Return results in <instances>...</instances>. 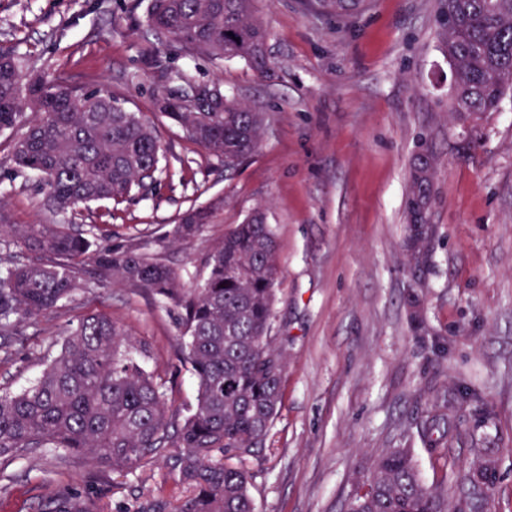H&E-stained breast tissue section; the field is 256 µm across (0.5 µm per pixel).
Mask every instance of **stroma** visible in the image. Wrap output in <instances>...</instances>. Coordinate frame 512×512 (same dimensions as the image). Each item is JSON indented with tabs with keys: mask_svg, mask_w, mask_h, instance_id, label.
I'll use <instances>...</instances> for the list:
<instances>
[{
	"mask_svg": "<svg viewBox=\"0 0 512 512\" xmlns=\"http://www.w3.org/2000/svg\"><path fill=\"white\" fill-rule=\"evenodd\" d=\"M133 0H0V48L78 83L105 85L151 119L169 168L147 197L102 221L81 222L112 243L135 242L194 287L225 233L259 204L278 243L280 280L270 335L286 357L282 404L263 447L247 457L256 512H342L356 478L387 448L411 446L426 480L441 457L463 462L491 449L498 476L488 512H512V91L499 109L460 120L440 27L441 0H363L358 12H313L309 0H254L269 30L268 68L183 56L134 20ZM192 81L223 84L263 110L258 148L233 177L215 156L183 140L155 114V64ZM0 136V200L15 224H61L11 169ZM433 154L430 259L405 247L413 162ZM221 199L192 241L165 233L190 206ZM423 297L422 322L405 298ZM99 313L151 348L150 367L174 411L195 404L196 379L179 352L171 306L126 286L83 277L65 311L31 321L0 360V389L35 381L50 343ZM476 388L497 411H449L456 388ZM453 414L449 441L431 452L419 435L427 412ZM87 496L96 512H144L150 499L183 496L163 462L115 473L73 457L32 466L16 457L0 473V512H30L59 491Z\"/></svg>",
	"mask_w": 512,
	"mask_h": 512,
	"instance_id": "35a3bbf8",
	"label": "stroma"
}]
</instances>
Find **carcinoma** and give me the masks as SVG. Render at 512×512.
Returning <instances> with one entry per match:
<instances>
[{
	"mask_svg": "<svg viewBox=\"0 0 512 512\" xmlns=\"http://www.w3.org/2000/svg\"><path fill=\"white\" fill-rule=\"evenodd\" d=\"M362 0H316L338 16ZM144 25L157 39L174 41L183 55L267 65L269 32L253 0H137ZM445 51L453 68L450 108L463 118L498 107L512 87V0H443ZM172 68L157 64L155 111L183 138L224 162L234 173L259 146L265 113L215 83L173 87ZM22 126L12 141L15 171L39 179L53 213L145 196L165 159L155 126L128 110L104 85L87 87L58 75L24 69L0 49V134ZM433 160L414 165L408 192L407 242L411 257L426 262ZM217 200L191 206L167 236L186 241L210 223ZM34 256L24 260V255ZM101 284L126 285L178 310L180 351L197 381L194 409L174 425L166 392L136 357L146 344L102 315L82 317L57 354L43 357L36 381L19 393L0 394V463L33 461L50 448L63 461L81 456L128 472L165 457L186 494L173 512H255L249 474L239 465L262 446L281 403L286 360L272 348L270 326L280 265L266 209L257 206L224 235L196 287L136 243L114 246L70 224H12L0 208V354L26 335L34 318L63 311L84 275ZM473 404L482 422L493 406L476 391H459L448 413ZM174 449L171 455L166 449ZM441 480L427 484L412 448L379 454L355 482L351 512H483L492 496L497 461L473 449L466 465L445 457ZM458 496L450 501L444 485ZM34 512H94L91 500L63 492L41 499Z\"/></svg>",
	"mask_w": 512,
	"mask_h": 512,
	"instance_id": "obj_1",
	"label": "carcinoma"
}]
</instances>
